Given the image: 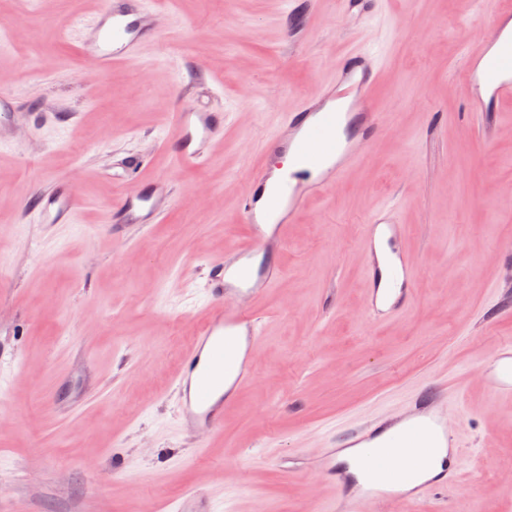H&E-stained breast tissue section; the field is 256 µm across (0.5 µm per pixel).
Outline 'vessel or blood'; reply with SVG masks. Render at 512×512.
Listing matches in <instances>:
<instances>
[{
	"label": "vessel or blood",
	"instance_id": "1",
	"mask_svg": "<svg viewBox=\"0 0 512 512\" xmlns=\"http://www.w3.org/2000/svg\"><path fill=\"white\" fill-rule=\"evenodd\" d=\"M156 17L147 0H108L82 45L93 69L108 74L114 63L135 62L143 45L157 33ZM381 74L378 57L354 46L336 58L331 84L346 86L351 101L347 109L329 98L301 99L287 112L277 133L261 146L262 159L239 199V211L248 236L224 256L208 263L206 291L210 315L186 350L176 378L180 392V416L184 425L220 433L224 405L251 383L250 364L265 316L260 302L282 276L277 249L288 239V224L308 198L321 195L359 167L378 142L381 114L373 104V91ZM457 82L473 94L472 109L493 112L512 97V32L495 24L488 42L467 53ZM175 166L198 163L224 130V115L182 107L172 115ZM289 155L298 160V171L275 174L273 158ZM162 181H135L112 202L111 224L156 223L169 195ZM81 197L72 182L63 180L38 193L34 216L39 224L73 223ZM397 211L376 208L364 231L371 256L368 265L370 294L366 311L380 322L408 311L413 303L412 268L403 256L380 265L379 245L398 239ZM498 395L512 399V343L501 346L490 362ZM447 399L446 388L429 384L417 391L401 414L337 434L324 453L321 476L336 494V512H367L368 505L390 500L419 503L452 486L462 472V461L448 417L439 407ZM445 445L449 453L439 472L412 482L408 471L415 456ZM359 454L363 479L348 474L339 455Z\"/></svg>",
	"mask_w": 512,
	"mask_h": 512
}]
</instances>
